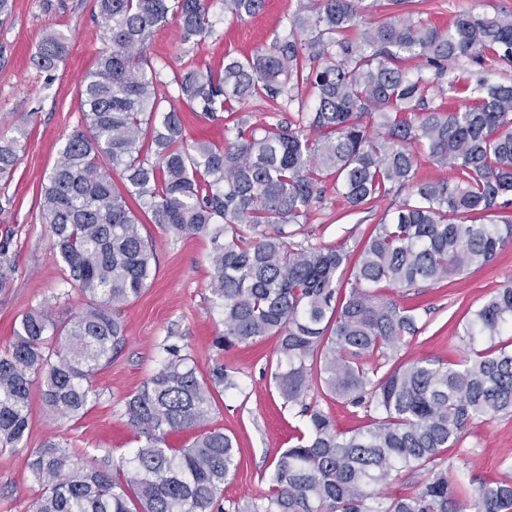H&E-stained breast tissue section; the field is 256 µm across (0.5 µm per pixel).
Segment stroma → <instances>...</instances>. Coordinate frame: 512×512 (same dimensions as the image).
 I'll list each match as a JSON object with an SVG mask.
<instances>
[{
	"instance_id": "obj_1",
	"label": "stroma",
	"mask_w": 512,
	"mask_h": 512,
	"mask_svg": "<svg viewBox=\"0 0 512 512\" xmlns=\"http://www.w3.org/2000/svg\"><path fill=\"white\" fill-rule=\"evenodd\" d=\"M11 4V12L0 15V136L22 137L25 149L13 173L0 177V241L9 240L14 260L12 276L0 289V350L12 342L14 324L26 312L40 308L63 324L86 306L85 298L64 282L63 263L50 246V228L35 197L67 137L82 125L81 81L106 46L105 25L94 8L95 0H11ZM297 7L298 0H266L263 11L242 21L225 18L218 8L216 37L183 45L171 24L154 33L146 55L163 67L168 78L189 63L215 68L225 55L247 57L282 37ZM421 8L432 24L444 28L465 12L512 13V0H423ZM48 31L61 34L67 45L64 59L49 75L30 63ZM388 206L383 200L349 211L329 179L309 222L295 230L312 243H343L353 250ZM142 233L152 239L156 251L155 279L126 307L124 346L93 378L100 399L76 420L52 418L40 399H33L30 428L21 447H0V512H28L40 492L30 473V454L48 438L68 442L71 452L89 460H117L134 448L124 402L155 370L159 346L167 338L192 356L198 377H207L220 358L239 379V389L222 393L213 405L215 425L234 435L239 448L238 468L224 485V512H235L268 493L279 455L294 444L303 428L299 406L284 405L268 370L276 337L221 354L213 345L224 326L221 312L211 302L209 238L176 237L149 222ZM510 285L512 245L488 266L460 278L409 290L385 283L375 286L377 297L415 309L421 326L420 332L392 351L391 362L462 358L467 348L455 332L459 321L494 291ZM306 401L318 404L342 431L370 422L364 408L325 396L317 383ZM447 459L450 475L466 488L500 478L506 465L512 464V416L474 421L460 448L449 449Z\"/></svg>"
}]
</instances>
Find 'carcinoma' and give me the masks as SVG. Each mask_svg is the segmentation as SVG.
Instances as JSON below:
<instances>
[{
  "label": "carcinoma",
  "mask_w": 512,
  "mask_h": 512,
  "mask_svg": "<svg viewBox=\"0 0 512 512\" xmlns=\"http://www.w3.org/2000/svg\"><path fill=\"white\" fill-rule=\"evenodd\" d=\"M220 2L242 21L265 0ZM213 4L96 0L110 47L81 85L83 127L66 139L38 199L67 284L87 305L63 327L44 310L16 324L0 354V446L27 437L35 383L60 419L100 399L90 377L111 362L123 309L156 274L140 211L170 233L210 238L209 288L224 315L214 347L277 337L275 387L284 403L302 404L304 431L280 454L271 491L245 512H512L511 476L466 496L443 458L474 421L512 415V340H501L512 326V287L461 326L463 359L405 361L384 373L370 363L419 330L414 311L375 297L374 285L453 279L512 244V83L482 76L461 86L450 76L449 88L471 104L438 101L452 63H512V14L467 12L440 29L413 12L361 22L378 0H299L283 38L248 58L225 56L220 70L190 65L163 79L142 55L155 29L173 21L181 42L202 44L215 34ZM65 51L64 38L49 33L33 65L49 74ZM304 88L311 111L250 122L248 107L263 102L276 115ZM181 104L212 121L235 115L233 137L188 142ZM372 114L377 133L365 121ZM22 149L20 139L0 138L1 176ZM421 153L453 168L455 180H418ZM330 176L353 211L391 200L355 259L343 244L296 241L289 230L308 223ZM12 271L5 240L0 288ZM51 336L58 348L47 354ZM479 341L489 345L478 350ZM315 379L325 395L371 409L372 423L338 431L303 403ZM236 388L232 368L217 362L203 380L182 346L163 342L157 369L125 400L138 443L131 456L84 461L47 439L31 453L42 492L29 512H215L239 448L212 425V393ZM174 432L192 433L191 443L169 446ZM403 471L425 478L405 496L384 494Z\"/></svg>",
  "instance_id": "carcinoma-1"
}]
</instances>
